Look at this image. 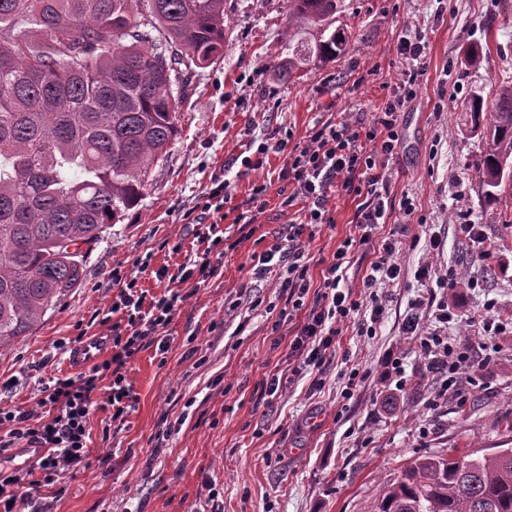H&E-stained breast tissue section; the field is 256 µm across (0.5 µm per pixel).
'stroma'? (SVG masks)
Returning a JSON list of instances; mask_svg holds the SVG:
<instances>
[{"label": "stroma", "mask_w": 512, "mask_h": 512, "mask_svg": "<svg viewBox=\"0 0 512 512\" xmlns=\"http://www.w3.org/2000/svg\"><path fill=\"white\" fill-rule=\"evenodd\" d=\"M224 19V54L187 73L179 134L153 165L141 203L86 253L79 286L0 352V409L28 410L51 378L77 377L69 354L83 336L100 332L97 314L119 292L113 272L137 273L150 293L170 288L183 296L166 328L168 352L150 343L126 366L134 397L126 421L113 422L104 392L96 391L87 459L53 485L26 486L17 512H368L410 460L512 447V337L488 346L490 364L461 408L436 400L419 351L402 336L409 307L430 286L414 273L430 258L432 234L445 243L436 264L465 268L480 282L474 290H442L469 321L464 330L449 323V336L483 335L489 300L502 317L512 316V205L484 200L477 170L484 134L465 111L474 96L489 104L500 87L512 85V0H340L333 25L347 32L349 48L330 62L299 58L290 80L279 74L289 43H315L317 27L291 20L287 0H224ZM407 30L424 38L426 70L400 113V145L386 163L393 210L371 244L351 253L345 287L362 292L377 256L373 246L391 225L408 224L422 241L398 255L401 281L382 291L376 335L348 327L321 376L296 374L288 341L304 314L282 320L288 304L278 282L252 279L251 256L285 237L290 214L281 207L279 173L289 151L326 122L372 126L402 93L407 61L397 42ZM474 46L480 53L472 62ZM271 137L284 140V151L260 153ZM217 177L231 193L219 221L224 255L217 275L194 289L177 274L205 248L194 222L215 221L201 204ZM265 181L263 212L240 229L243 204ZM406 199L424 224L407 222L399 208ZM359 204L355 193L332 187L331 223L302 235L312 286L322 279L321 259L356 235ZM460 219L481 226L490 260H472L457 232ZM161 268L168 279H156ZM257 296L272 312L251 309ZM395 347L404 352L407 379L399 391L378 376ZM345 357L359 370L352 388L341 375ZM272 373L283 381L268 397L262 383Z\"/></svg>", "instance_id": "obj_1"}]
</instances>
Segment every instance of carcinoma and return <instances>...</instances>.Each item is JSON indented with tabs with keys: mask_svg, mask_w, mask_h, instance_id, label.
Wrapping results in <instances>:
<instances>
[{
	"mask_svg": "<svg viewBox=\"0 0 512 512\" xmlns=\"http://www.w3.org/2000/svg\"><path fill=\"white\" fill-rule=\"evenodd\" d=\"M328 31L337 0H288ZM335 30L307 47L327 62ZM224 48V0H0V351L83 275L82 247L138 206L178 134L182 69ZM484 131L485 197H512V85L468 105ZM369 512H512V448L406 463Z\"/></svg>",
	"mask_w": 512,
	"mask_h": 512,
	"instance_id": "cac0c4a2",
	"label": "carcinoma"
}]
</instances>
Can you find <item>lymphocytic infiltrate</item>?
<instances>
[{
	"instance_id": "lymphocytic-infiltrate-1",
	"label": "lymphocytic infiltrate",
	"mask_w": 512,
	"mask_h": 512,
	"mask_svg": "<svg viewBox=\"0 0 512 512\" xmlns=\"http://www.w3.org/2000/svg\"><path fill=\"white\" fill-rule=\"evenodd\" d=\"M399 102H387L372 127L366 128L348 120L324 123L312 129L306 143L289 159L280 177L291 188L282 202L291 207L301 200L307 205L301 221L288 226V249H276L252 255L253 276L264 279L271 271L273 260L286 261V275L281 282L283 293L292 309L305 310L306 315L289 342V357L295 358L298 369H321L328 351L342 332L345 322L362 307H369L368 319L360 321L361 335L372 336L384 307L377 286L398 283L402 268L394 258L400 245L402 228H394L378 247L379 255L370 264L363 280L364 297L357 300L351 291L342 289L345 279L344 263L348 254L369 244L372 234L389 218V199L384 190L380 160L392 155L399 144ZM343 183L360 196L362 203L357 214L359 235L346 238L326 262L319 286H312L305 248L300 241L305 226L328 223V194L335 183ZM196 237L208 249L195 260L191 268L181 269V282H207L218 271L209 251L224 241V231L218 222L200 225ZM137 277H130L122 287L103 322L112 332V355L109 361L91 367L80 378H56L46 389L39 408L20 412L1 411L0 452L20 445L41 448L38 469L44 485H52L61 470L82 463L89 451V421L92 414V393L104 373H111L106 402L112 409L113 420L122 421L132 408L131 386L122 371L144 344L158 339L161 330L172 320L180 293L148 295L137 286ZM312 297V307H305V297ZM425 306L435 309L432 325H424L417 314L407 315L403 333L417 344L424 360L426 373L438 386V396L457 404L467 401L465 385H478L479 377L488 367V359H477L472 349L460 346L448 338V324L455 314L447 303L435 296L424 298Z\"/></svg>"
}]
</instances>
